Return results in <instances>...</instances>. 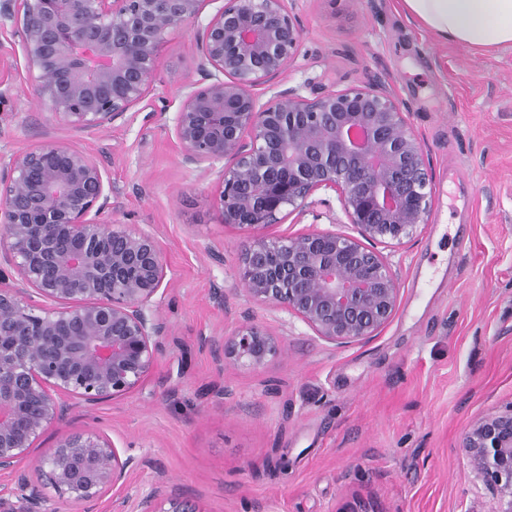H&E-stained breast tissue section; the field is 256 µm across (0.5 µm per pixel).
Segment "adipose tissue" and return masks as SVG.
Returning <instances> with one entry per match:
<instances>
[{"label":"adipose tissue","mask_w":512,"mask_h":512,"mask_svg":"<svg viewBox=\"0 0 512 512\" xmlns=\"http://www.w3.org/2000/svg\"><path fill=\"white\" fill-rule=\"evenodd\" d=\"M409 20L478 51L512 44V0H402Z\"/></svg>","instance_id":"obj_1"}]
</instances>
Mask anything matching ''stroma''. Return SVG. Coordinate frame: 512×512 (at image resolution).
Segmentation results:
<instances>
[{"label": "stroma", "instance_id": "1", "mask_svg": "<svg viewBox=\"0 0 512 512\" xmlns=\"http://www.w3.org/2000/svg\"><path fill=\"white\" fill-rule=\"evenodd\" d=\"M398 0H288L303 42L285 81L316 92L385 83L409 108L432 171L425 224L384 247L400 279L391 321L334 346L297 317L250 300L235 276L251 229L224 223L215 177L172 138L183 84L199 81L194 27L161 42L150 96L105 130L77 129L16 72L0 79V162L54 141L93 155L112 184L100 217L153 231L168 265L170 325L142 385L75 408L29 455V477L62 437L94 432L129 461L130 501L177 495L199 512H490L458 448L478 416L512 402V45L476 52L408 21ZM353 233L334 193L270 236ZM281 356L218 364L210 341L242 319Z\"/></svg>", "mask_w": 512, "mask_h": 512}]
</instances>
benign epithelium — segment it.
<instances>
[{
    "instance_id": "obj_1",
    "label": "benign epithelium",
    "mask_w": 512,
    "mask_h": 512,
    "mask_svg": "<svg viewBox=\"0 0 512 512\" xmlns=\"http://www.w3.org/2000/svg\"><path fill=\"white\" fill-rule=\"evenodd\" d=\"M287 0H225L194 32L201 80L182 86L173 132L186 165H221L214 202L224 223L254 230L316 192L336 193L358 236L311 230L253 238L236 285L295 315L338 346L366 341L396 312L400 280L374 248L425 223L432 175L408 106L381 81L305 96L285 86L303 35ZM205 0H0L41 102L67 124L104 130L148 98L158 47L198 20ZM264 87V104L254 94ZM112 185L90 154L46 142L0 166V474L23 512H84L127 480L108 439L76 433L39 461L54 496L25 469L29 449L77 404L121 397L151 372L169 325L157 311L167 263L156 235L104 224ZM216 360L257 369L283 340L245 321L214 342ZM492 512H512V402L474 419L458 442ZM137 512H199L177 496Z\"/></svg>"
}]
</instances>
